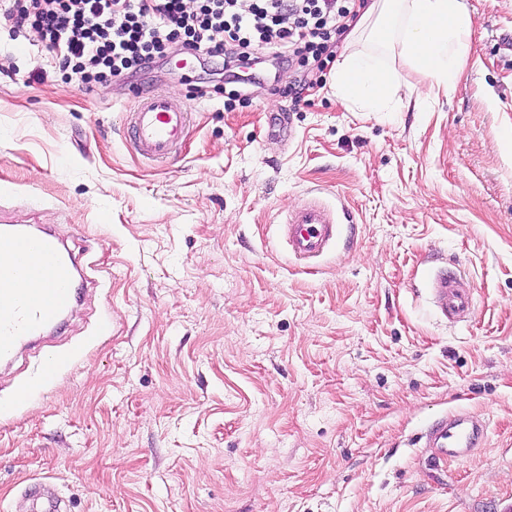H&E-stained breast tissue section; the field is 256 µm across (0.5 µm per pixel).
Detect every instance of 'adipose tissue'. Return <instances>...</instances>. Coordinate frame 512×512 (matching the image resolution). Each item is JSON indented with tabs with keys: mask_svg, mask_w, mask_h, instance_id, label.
Masks as SVG:
<instances>
[{
	"mask_svg": "<svg viewBox=\"0 0 512 512\" xmlns=\"http://www.w3.org/2000/svg\"><path fill=\"white\" fill-rule=\"evenodd\" d=\"M471 35L463 0H368L349 21L345 40L354 44L366 36L372 46L343 56L333 78L336 95L361 101L367 112L385 111L394 71L381 61L384 51L410 62L427 90H450Z\"/></svg>",
	"mask_w": 512,
	"mask_h": 512,
	"instance_id": "obj_1",
	"label": "adipose tissue"
}]
</instances>
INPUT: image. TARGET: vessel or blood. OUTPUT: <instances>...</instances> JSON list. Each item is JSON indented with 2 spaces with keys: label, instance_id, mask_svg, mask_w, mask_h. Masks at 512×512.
I'll use <instances>...</instances> for the list:
<instances>
[{
  "label": "vessel or blood",
  "instance_id": "1",
  "mask_svg": "<svg viewBox=\"0 0 512 512\" xmlns=\"http://www.w3.org/2000/svg\"><path fill=\"white\" fill-rule=\"evenodd\" d=\"M191 114L177 109L167 95L139 101L132 118L137 153L145 160L165 163L177 153ZM289 253L298 261L315 262L335 249L341 225L335 214L310 199L289 210L281 224ZM73 268L53 235L31 236L19 230L0 233V358L38 335L72 301ZM43 285L39 294L28 290L30 281ZM430 296L437 312L453 321L473 307L469 293L459 288L456 276L435 274ZM484 436L482 422L466 414L436 423L424 435V446L441 461L470 456ZM65 500L51 490L36 494L33 512H66Z\"/></svg>",
  "mask_w": 512,
  "mask_h": 512
}]
</instances>
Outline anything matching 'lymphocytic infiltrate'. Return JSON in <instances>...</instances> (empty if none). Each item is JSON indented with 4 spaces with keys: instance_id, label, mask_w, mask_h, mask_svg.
Listing matches in <instances>:
<instances>
[{
    "instance_id": "f902f5d3",
    "label": "lymphocytic infiltrate",
    "mask_w": 512,
    "mask_h": 512,
    "mask_svg": "<svg viewBox=\"0 0 512 512\" xmlns=\"http://www.w3.org/2000/svg\"><path fill=\"white\" fill-rule=\"evenodd\" d=\"M360 0H12L13 38L35 34L85 87L141 71L169 50L227 56L240 68L257 48L325 72Z\"/></svg>"
}]
</instances>
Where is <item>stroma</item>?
Listing matches in <instances>:
<instances>
[{
  "label": "stroma",
  "instance_id": "obj_1",
  "mask_svg": "<svg viewBox=\"0 0 512 512\" xmlns=\"http://www.w3.org/2000/svg\"><path fill=\"white\" fill-rule=\"evenodd\" d=\"M465 4L455 88L392 58L386 112L264 49L230 112L204 55L88 92L0 18V225L51 230L97 282L0 364V404L26 395L0 415V512L37 482L71 512H512V0ZM158 93L191 112L164 165L131 127ZM309 197L351 220L306 267L280 223ZM440 268L464 321L430 307ZM461 410L482 446L433 462L420 434Z\"/></svg>",
  "mask_w": 512,
  "mask_h": 512
}]
</instances>
